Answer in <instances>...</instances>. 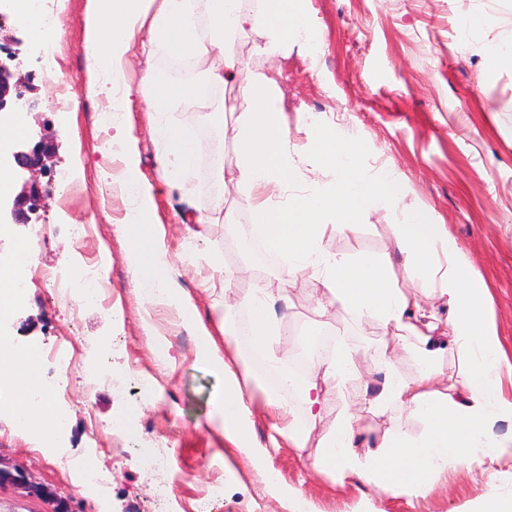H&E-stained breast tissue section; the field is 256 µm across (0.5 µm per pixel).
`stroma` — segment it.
<instances>
[{
  "label": "stroma",
  "instance_id": "obj_1",
  "mask_svg": "<svg viewBox=\"0 0 512 512\" xmlns=\"http://www.w3.org/2000/svg\"><path fill=\"white\" fill-rule=\"evenodd\" d=\"M52 2L61 57L55 72L37 63L39 46L28 26L7 19L8 34L20 41L19 73L32 83L25 97L33 107L25 113L22 141L31 146L50 137L54 171L72 170L80 184L67 197L50 190L38 218L47 232L32 244V258L37 265L68 267L98 260L112 286L100 302H66L33 282L23 305L0 325L16 342L42 350L62 347L75 357L63 376L68 398L60 408L67 424L57 437L58 450L45 451L34 433L10 429L9 411L0 410V460L25 469L68 500L73 512H197L217 483L224 494L211 512H288L262 472L225 449L223 431L210 423L224 377L197 361L196 326L179 319L174 307L138 299L130 243L120 230L133 208L115 180L123 168L117 151L124 138L136 145L134 176L154 187L150 222L163 241L174 286L206 326L215 325L225 301H242L255 280L279 276L280 266L260 267L245 258L244 242L228 236L223 216L212 213L220 199L236 208L239 224L250 221L243 191L213 175L216 158L233 162L238 90L216 86L206 107H171L167 120L194 136L195 166L185 188L168 186L158 174L163 146L152 133L151 102L138 91L144 70L167 69V56L135 53L126 74L135 92L129 108L120 109L118 99L89 89L88 0ZM473 13L490 23L461 38L460 22ZM304 16L321 35L318 55L308 56L291 42L277 62H268L253 32L236 41L237 56L249 70L276 81L288 119L317 109L336 128L354 129L363 144V167L394 171L408 202L424 205L437 223L447 225L484 278L496 328L512 352V66L501 68L491 82L484 75L487 46L512 41V0H308ZM62 86L70 100L64 111L55 107ZM190 212L212 215L213 221L184 224ZM392 221L383 211L366 215L354 236L332 239L329 246L391 251ZM71 224L89 225V235L72 239ZM228 268L237 274L234 288L224 294L211 280ZM312 288L306 276L289 288L285 326L305 329L314 320ZM326 326L365 349L389 340L377 325H358L336 305L327 308ZM92 344L111 347L114 374L136 365L138 379L124 398L108 382L85 376V352ZM142 381L149 394L139 393ZM319 438L312 433L300 451L270 452L274 468L304 490L314 512H474L484 487L480 474L461 467L414 508L392 491L341 487L311 465ZM136 442L163 451L167 468L161 475L140 468L132 451ZM89 455L107 473L106 484L93 495L76 480Z\"/></svg>",
  "mask_w": 512,
  "mask_h": 512
}]
</instances>
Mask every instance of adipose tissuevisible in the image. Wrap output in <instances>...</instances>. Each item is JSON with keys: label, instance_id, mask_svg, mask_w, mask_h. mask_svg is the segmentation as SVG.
Instances as JSON below:
<instances>
[{"label": "adipose tissue", "instance_id": "obj_1", "mask_svg": "<svg viewBox=\"0 0 512 512\" xmlns=\"http://www.w3.org/2000/svg\"><path fill=\"white\" fill-rule=\"evenodd\" d=\"M300 3L260 0L259 8L250 10L243 0H90L84 19L87 71L100 91L131 96L126 68L146 28L169 57L196 63L217 57L193 85L155 68L141 77V89L153 104V135L164 147L160 164L168 181L193 169V136L163 121V113L175 101L198 98L204 87L238 85L233 169L216 165L215 176L231 174L246 190L252 218L247 232L260 235L264 248L284 266L276 281L256 284L241 304H225L219 319L223 339L206 329L200 334L199 361L224 376L212 422L223 428L225 441L252 465L264 467L270 448H305L324 417L328 395L346 394L353 405L342 408L321 435L313 467L340 485L394 489L415 504L459 465L512 462V437L494 432L496 422L512 419V398L504 390L505 380H512V357L489 319L485 281L447 226L435 223L422 205L407 202L406 188L393 172L361 169V144L338 137L335 127L318 125L308 145H292L273 81L246 69L236 56L235 41L256 30L264 53L275 54L297 37L315 52L319 41ZM311 161L324 179L295 193ZM120 186L136 204L121 230L133 244L137 295L149 305L169 300L185 322L197 323L195 306L177 298L170 269L158 253L147 220L150 185L128 176ZM383 210L396 218L393 252L347 254L326 247L329 237L353 234L360 216ZM399 268L421 278L423 298L399 285ZM304 274L314 281L317 316L336 303L356 322L377 324L391 334V347L373 354V375H366L359 349L343 336L336 337L332 352L316 355L306 375L293 372L292 358L282 347L277 304ZM440 304L448 308L446 334L434 325ZM450 355L458 368L454 382L444 388L441 366ZM401 356L416 362L413 377L398 372ZM42 384L41 362L31 348L0 336V387L15 393L14 416L30 429L64 426V415ZM258 406L271 431L266 444L254 436ZM406 409L422 423L420 434H411L402 422ZM359 410L388 418L381 440L365 453L356 448Z\"/></svg>", "mask_w": 512, "mask_h": 512}]
</instances>
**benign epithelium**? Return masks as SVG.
<instances>
[{
  "mask_svg": "<svg viewBox=\"0 0 512 512\" xmlns=\"http://www.w3.org/2000/svg\"><path fill=\"white\" fill-rule=\"evenodd\" d=\"M10 60H12L10 55L5 60L0 58V111L10 109L24 99L22 85L14 79V72L9 64ZM52 153V143L42 139L28 150L16 148L6 156L8 162L30 174V178L24 182L21 191L7 204L11 223H30L31 214L46 193L38 176L47 173L48 161ZM10 486L23 489L28 495L52 504V509L49 512H71L67 503L53 498L51 491L46 486L33 481L24 470L6 466L0 460V489Z\"/></svg>",
  "mask_w": 512,
  "mask_h": 512,
  "instance_id": "1",
  "label": "benign epithelium"
}]
</instances>
